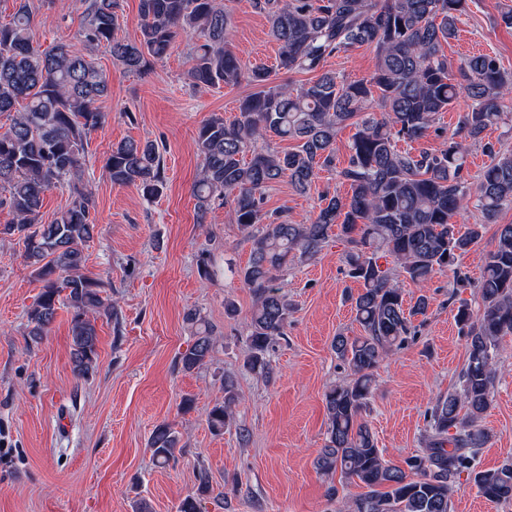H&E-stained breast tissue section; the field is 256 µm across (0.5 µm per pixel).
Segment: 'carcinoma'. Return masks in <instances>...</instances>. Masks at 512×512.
<instances>
[{"label": "carcinoma", "instance_id": "cac0c4a2", "mask_svg": "<svg viewBox=\"0 0 512 512\" xmlns=\"http://www.w3.org/2000/svg\"><path fill=\"white\" fill-rule=\"evenodd\" d=\"M83 42L105 46L112 59L141 72L163 59L178 43L189 46L187 72L194 86H236L255 91L239 101L238 116L227 122L213 115L198 128L200 170L193 185L197 220L211 205H231L235 223L251 240L250 260L239 277L255 297L247 319L248 369L269 377V351L285 334L292 311L280 294L279 273L295 261L316 258L332 226L349 249L348 276L360 284L352 298L360 336L334 337L336 355L350 380L325 393L327 439L317 467L325 475L358 481L366 491L337 512H449L450 478L470 472L481 495L491 503L512 500V464L474 471L479 450L489 441L481 425L490 407L500 337L512 333V224L500 225L476 284L481 308L462 304L456 313L468 356L459 389L439 399L429 414L422 454L402 468L385 458L363 419L381 362L411 335L398 277L423 284L458 259L483 236L482 224H458L454 218L470 204L464 153L468 142L499 124L505 103L512 104V74L498 59L472 55L454 67L440 52L453 38L468 0H252L279 45L276 70L245 67L228 48L231 20L221 0H140L141 35L136 41L115 37L118 0H83ZM29 0H19L11 20L0 25V114L13 112L0 132V207L12 222L3 233L23 240L24 258L42 282L28 311L30 341L47 335L58 305L71 309L72 371L88 377L97 362L96 315L112 312L101 296L102 283L82 273L79 247L93 236L95 202L83 187L88 134L105 120L97 103L109 93L106 74L71 45L36 49L30 38ZM367 45L377 63L367 79L349 81L325 69L328 59ZM313 72L316 79L293 88L277 73ZM379 95H374V92ZM471 100L448 146L417 155L397 148L400 140L427 135L437 116L460 96ZM378 100L383 112L367 111ZM357 127L347 165L337 171L351 195L325 197L307 224L265 210L266 191L288 179L305 193L322 170L335 168L336 133ZM292 141L286 151L268 145ZM490 164L477 187L476 206L492 221L512 208V152L486 146ZM106 168L113 183L133 185L157 196L164 183L163 154L154 141L122 140L112 145ZM65 183L70 201L53 222L38 221L43 196ZM390 257L398 269L382 268ZM193 342L179 356L186 372L205 365L217 340L214 327L190 309L185 314ZM239 401L236 381L224 378V401L208 414L211 429L221 432L234 420ZM179 439L162 422L149 447L160 464L173 457ZM210 491L207 472L197 492L183 499L179 512H199L198 500Z\"/></svg>", "mask_w": 512, "mask_h": 512}]
</instances>
